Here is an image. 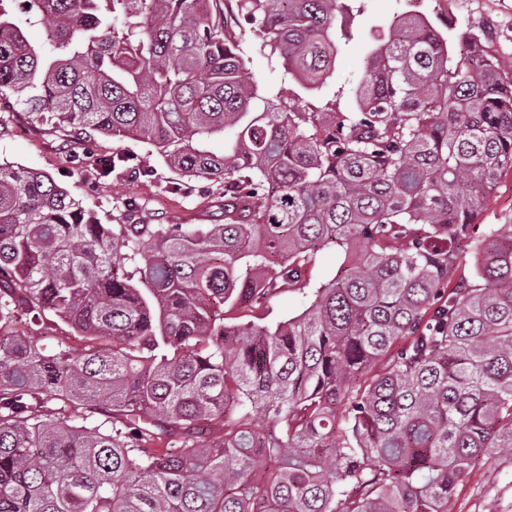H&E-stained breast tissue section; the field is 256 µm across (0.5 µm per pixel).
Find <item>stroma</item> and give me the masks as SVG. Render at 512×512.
<instances>
[{"mask_svg": "<svg viewBox=\"0 0 512 512\" xmlns=\"http://www.w3.org/2000/svg\"><path fill=\"white\" fill-rule=\"evenodd\" d=\"M419 10L484 28L494 48L512 59V0H418ZM71 133L50 132L34 123L14 100L0 99V162L15 163L55 178L92 209L105 224L118 223L127 201L148 205L150 224H220L224 221V186L190 180L170 169L140 139L102 135L89 139L91 158H73ZM121 154L137 167H151L152 176L103 175L97 161ZM182 191L168 193L170 184ZM512 222V172L502 175L476 219L477 227ZM448 512H512V463L496 459L459 483Z\"/></svg>", "mask_w": 512, "mask_h": 512, "instance_id": "stroma-1", "label": "stroma"}]
</instances>
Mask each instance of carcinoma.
Segmentation results:
<instances>
[{
	"instance_id": "obj_1",
	"label": "carcinoma",
	"mask_w": 512,
	"mask_h": 512,
	"mask_svg": "<svg viewBox=\"0 0 512 512\" xmlns=\"http://www.w3.org/2000/svg\"><path fill=\"white\" fill-rule=\"evenodd\" d=\"M365 2L235 0L237 36L224 0H0V97L224 183L222 224H140L132 201L103 224L0 164V512H448L512 457V224L475 226L512 170V65L404 10L370 25L353 104L317 106ZM248 33L289 95L251 76ZM330 244L299 314L226 321ZM49 314L112 347L12 329ZM338 265L339 256L335 248H326L321 251L309 271L311 284L318 285L330 279L336 273Z\"/></svg>"
}]
</instances>
